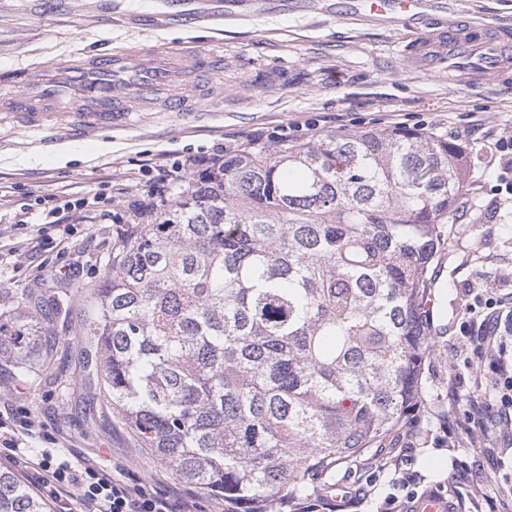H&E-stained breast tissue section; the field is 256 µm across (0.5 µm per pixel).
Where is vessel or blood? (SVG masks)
Listing matches in <instances>:
<instances>
[{
  "instance_id": "b4317fda",
  "label": "vessel or blood",
  "mask_w": 512,
  "mask_h": 512,
  "mask_svg": "<svg viewBox=\"0 0 512 512\" xmlns=\"http://www.w3.org/2000/svg\"><path fill=\"white\" fill-rule=\"evenodd\" d=\"M377 19L412 20L428 0H357ZM406 61L427 72L445 67L457 80L476 84L512 68V29L466 18H435L426 35L411 45ZM224 69L217 46L185 50L171 45L144 51L87 53L51 68H31L16 91L0 96V120L17 119L31 130L68 115L71 136L127 127L135 112L159 110L180 116L206 111L210 99L198 93V77ZM454 500L425 495L403 512H455Z\"/></svg>"
}]
</instances>
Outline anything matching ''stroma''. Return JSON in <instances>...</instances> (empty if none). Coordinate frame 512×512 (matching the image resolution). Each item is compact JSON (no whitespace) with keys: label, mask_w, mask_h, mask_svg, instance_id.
I'll return each mask as SVG.
<instances>
[{"label":"stroma","mask_w":512,"mask_h":512,"mask_svg":"<svg viewBox=\"0 0 512 512\" xmlns=\"http://www.w3.org/2000/svg\"><path fill=\"white\" fill-rule=\"evenodd\" d=\"M223 2L224 17L216 21L206 14L210 0H199L201 18L184 27L168 23L157 0H0V91L14 89L20 68L57 64L75 52L162 42L224 50V96L199 116L139 112L128 129L80 140L57 129L0 125V306L27 289L50 295L69 288L71 309L80 311L77 286L101 278L113 239L160 173L217 146L232 151L286 127L302 140L397 127L448 137L465 147L471 172L433 263V352L425 362L431 388L398 443L405 464L373 455L346 470L339 486L367 491L364 500L347 503V512H386L407 474L422 491L464 502L477 476L487 496L511 495L512 429L492 423L472 436L459 425L468 396L481 398L490 414L501 411L498 365L512 360V334L492 348L476 330L484 320L476 306L486 293L512 294V191L496 152L500 135L512 132V71L475 86L444 71H415L403 55L424 33L423 22L373 19L349 0ZM437 12L512 27V0H438ZM95 192L111 197V218L75 216L70 235L58 239L45 222L48 211ZM77 351L59 346L51 376L35 390L10 362L0 363V408L44 432L23 438V447L62 448L145 486L177 487L165 466L133 446L121 423L61 390Z\"/></svg>","instance_id":"1"}]
</instances>
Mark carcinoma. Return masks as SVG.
I'll list each match as a JSON object with an SVG mask.
<instances>
[{
	"instance_id": "carcinoma-1",
	"label": "carcinoma",
	"mask_w": 512,
	"mask_h": 512,
	"mask_svg": "<svg viewBox=\"0 0 512 512\" xmlns=\"http://www.w3.org/2000/svg\"><path fill=\"white\" fill-rule=\"evenodd\" d=\"M418 130L248 143L112 241L76 319L79 378L136 448L224 512L324 502L428 390L429 272L467 181ZM67 293L0 310V350L33 388ZM0 512H47L0 470Z\"/></svg>"
}]
</instances>
